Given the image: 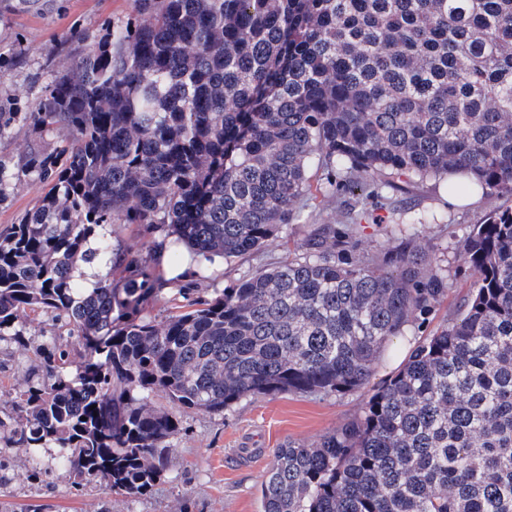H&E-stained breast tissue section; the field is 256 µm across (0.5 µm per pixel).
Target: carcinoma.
Masks as SVG:
<instances>
[{"label": "carcinoma", "instance_id": "carcinoma-1", "mask_svg": "<svg viewBox=\"0 0 512 512\" xmlns=\"http://www.w3.org/2000/svg\"><path fill=\"white\" fill-rule=\"evenodd\" d=\"M136 2L68 66L46 64L31 110L0 101V138L34 134L0 159V202L46 188L0 229V342L31 349L39 316L78 346L34 349L41 374L0 417L10 445L57 449L76 488L143 496L182 413L354 392L412 336L356 418L273 450L262 512H512V206L456 242L474 285L439 318L433 211L394 223L389 196L446 180L512 200V0ZM303 202L321 207L311 222ZM301 223L282 260L220 291L154 274L159 248L203 272ZM97 261L120 279L87 284ZM32 137L28 129L22 124H17L10 134L0 141V158L2 160H16L18 153L27 145Z\"/></svg>", "mask_w": 512, "mask_h": 512}]
</instances>
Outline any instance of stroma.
I'll return each instance as SVG.
<instances>
[{
    "instance_id": "obj_1",
    "label": "stroma",
    "mask_w": 512,
    "mask_h": 512,
    "mask_svg": "<svg viewBox=\"0 0 512 512\" xmlns=\"http://www.w3.org/2000/svg\"><path fill=\"white\" fill-rule=\"evenodd\" d=\"M134 13V0H39L29 10H1L0 48L21 53L22 62L0 76V98L35 105L46 83L47 60L64 49H83L73 28L95 37ZM488 209L485 203L437 208L438 224L426 228L448 260V307L459 305L472 285L456 241ZM282 254L275 241L248 259L215 264L208 285L224 288L252 266ZM39 365L33 353L0 343V417L11 411L14 386L39 373ZM364 398L361 391L337 397L283 393L247 397L221 413L185 414L167 471L149 495L138 498L112 493L100 483L91 492L77 491L70 473L54 462L53 449L32 454L6 447L7 434L0 431V512H25L30 505L41 506L42 512H261V484L274 448L287 440H317L355 417Z\"/></svg>"
}]
</instances>
